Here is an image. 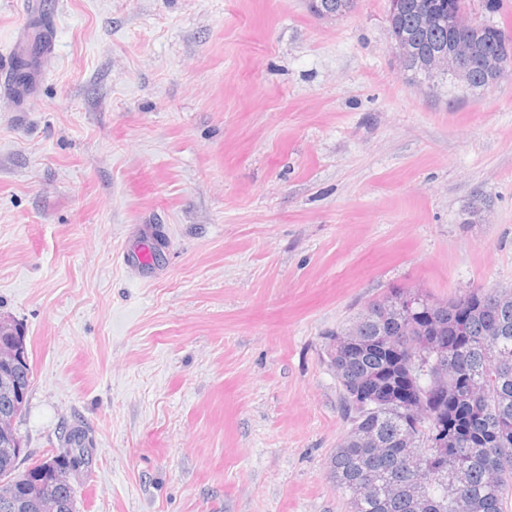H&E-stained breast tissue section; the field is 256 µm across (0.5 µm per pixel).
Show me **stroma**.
I'll list each match as a JSON object with an SVG mask.
<instances>
[{
    "mask_svg": "<svg viewBox=\"0 0 512 512\" xmlns=\"http://www.w3.org/2000/svg\"><path fill=\"white\" fill-rule=\"evenodd\" d=\"M0 315L76 512H345L326 335L392 288H512V71L399 60L389 0H0ZM166 243L151 264L126 248ZM335 4L324 3L322 0H308L311 11L319 18H332L346 13L354 0H335Z\"/></svg>",
    "mask_w": 512,
    "mask_h": 512,
    "instance_id": "35a3bbf8",
    "label": "stroma"
}]
</instances>
